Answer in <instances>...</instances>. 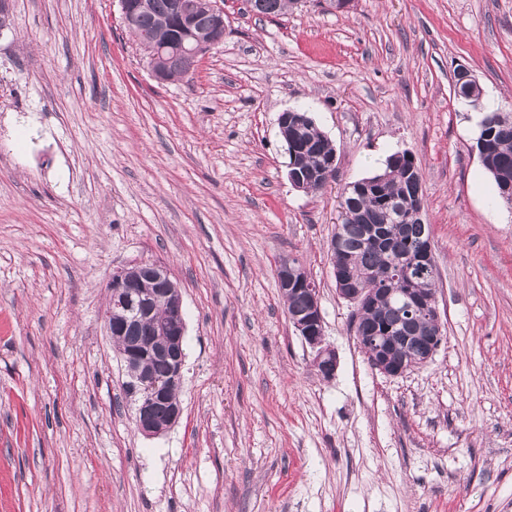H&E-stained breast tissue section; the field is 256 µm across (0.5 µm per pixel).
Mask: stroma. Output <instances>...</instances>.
<instances>
[{
	"instance_id": "35a3bbf8",
	"label": "stroma",
	"mask_w": 512,
	"mask_h": 512,
	"mask_svg": "<svg viewBox=\"0 0 512 512\" xmlns=\"http://www.w3.org/2000/svg\"><path fill=\"white\" fill-rule=\"evenodd\" d=\"M0 35V512H512V206L475 148L512 96V0H224V42L154 79L118 0H11ZM336 147L318 193L288 179L278 117ZM410 152L425 181L444 336L374 369L327 242L347 183ZM298 257L324 342L288 319ZM166 265L186 320L182 415L134 428L103 313L115 270ZM458 74V84L456 86L457 94L460 96V98L464 99L469 103L470 106H472L476 110H484V104L482 102V91L476 83L475 85H472L468 91H461V87L463 83H468L472 79V75L468 69L465 68H459L457 70ZM462 93V94H461ZM289 258H291V262L296 270L291 267V263L288 261ZM298 271L305 279L298 277ZM278 273L280 281L285 286V288H283L279 285V288L285 300L289 319H291V322L299 335L302 336L309 345L317 349L316 364L318 369H323L325 376L332 378L337 369V358L335 351L329 346L324 345L323 332L321 329L323 321L319 303V289L316 287L317 284L296 257L288 256L280 261L278 264ZM305 280H309L316 288H314L313 285L308 286V288H304L303 286L292 288L294 285L307 286L308 281ZM296 288H303L307 291L309 299L307 293L299 291ZM307 311L309 313L307 317H305L306 315L304 316L305 318L296 317H303ZM328 361H331L333 365L329 370L326 367L330 366V364L326 365V362ZM322 376L326 379L324 375Z\"/></svg>"
}]
</instances>
